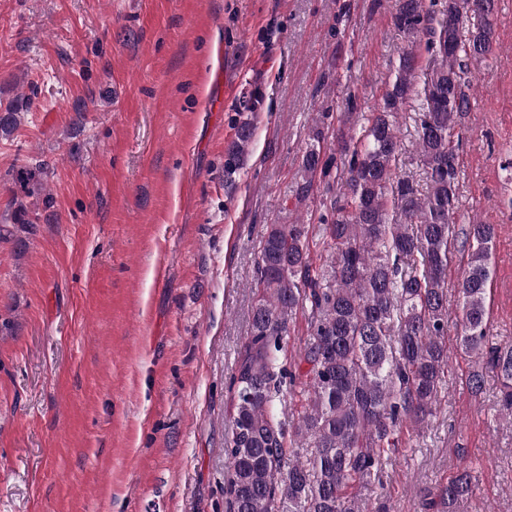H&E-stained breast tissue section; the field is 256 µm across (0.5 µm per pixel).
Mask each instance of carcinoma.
<instances>
[{
  "label": "carcinoma",
  "mask_w": 512,
  "mask_h": 512,
  "mask_svg": "<svg viewBox=\"0 0 512 512\" xmlns=\"http://www.w3.org/2000/svg\"><path fill=\"white\" fill-rule=\"evenodd\" d=\"M495 0H444L432 21L425 0H394L395 26L427 37L437 64L426 74L418 146L425 180L398 171L399 115L413 91L416 57H399L382 110L357 140L344 142L346 203L322 224L333 254L328 269L313 266L305 226L269 224L255 260L257 288L250 331L230 378L236 412L226 440L225 512H391L388 500L358 497L354 487L380 483L382 465L399 445V428L422 427L441 404L448 378V258L468 257L457 284L458 348L487 357L500 379L499 406L512 422V344L490 343L487 290L493 275L496 227L456 229L458 155L453 131L471 110L462 89L467 61L493 44ZM457 26L448 27V18ZM468 35H463L464 24ZM21 108L0 110V135L19 125ZM253 138L240 127L224 160V181L244 166ZM320 152L307 150L297 198L306 200ZM49 165L25 163L7 172L19 187L12 223L29 232L37 211L54 208L46 189ZM302 310L311 331L299 359L288 358L289 320ZM308 369L302 370V364ZM301 398L297 421L281 409ZM306 449L299 456L298 449ZM476 484L463 469L422 499L426 512H453Z\"/></svg>",
  "instance_id": "carcinoma-1"
}]
</instances>
